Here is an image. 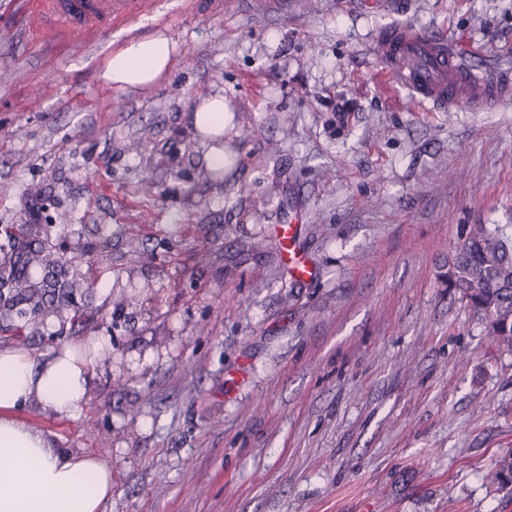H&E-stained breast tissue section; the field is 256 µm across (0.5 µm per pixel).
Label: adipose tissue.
Returning a JSON list of instances; mask_svg holds the SVG:
<instances>
[{
    "instance_id": "adipose-tissue-1",
    "label": "adipose tissue",
    "mask_w": 512,
    "mask_h": 512,
    "mask_svg": "<svg viewBox=\"0 0 512 512\" xmlns=\"http://www.w3.org/2000/svg\"><path fill=\"white\" fill-rule=\"evenodd\" d=\"M178 51L166 32L129 40L99 70L104 85L144 92L167 78ZM106 339L72 342L34 362L29 349L0 346V512H101L112 495V471L97 455L58 447L47 433L18 419L29 406L79 415L93 383L87 349Z\"/></svg>"
}]
</instances>
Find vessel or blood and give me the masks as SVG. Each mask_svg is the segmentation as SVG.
<instances>
[{"instance_id":"vessel-or-blood-1","label":"vessel or blood","mask_w":512,"mask_h":512,"mask_svg":"<svg viewBox=\"0 0 512 512\" xmlns=\"http://www.w3.org/2000/svg\"><path fill=\"white\" fill-rule=\"evenodd\" d=\"M151 0H49V11L69 29L95 36L101 29L130 24L149 10ZM374 49L393 79L414 102L454 112L512 101V82L466 67L444 37L410 24L382 30Z\"/></svg>"}]
</instances>
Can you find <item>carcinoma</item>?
I'll return each instance as SVG.
<instances>
[{"label": "carcinoma", "instance_id": "1", "mask_svg": "<svg viewBox=\"0 0 512 512\" xmlns=\"http://www.w3.org/2000/svg\"><path fill=\"white\" fill-rule=\"evenodd\" d=\"M39 230L32 224H12L5 228L6 243L0 245V332L12 333L15 307L25 303L52 314L46 303L57 307L83 288L72 277L51 281L45 269L52 263L47 247L33 249L27 238ZM448 288L457 292L471 307L488 318L489 332L499 344L512 348V238L497 225L472 224L445 273ZM512 477V452L502 455L496 468L485 475L491 481Z\"/></svg>", "mask_w": 512, "mask_h": 512}]
</instances>
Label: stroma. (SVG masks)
<instances>
[{"label": "stroma", "mask_w": 512, "mask_h": 512, "mask_svg": "<svg viewBox=\"0 0 512 512\" xmlns=\"http://www.w3.org/2000/svg\"><path fill=\"white\" fill-rule=\"evenodd\" d=\"M32 2L0 0V226L51 225L92 282L97 318L30 325L34 360L110 347L81 415L19 417L111 468L102 512H512L484 478L512 449V349L443 279L468 225L512 234V102L414 106L372 50L408 21L512 78V0H158L52 42ZM157 28L167 80L100 83ZM216 93L235 163L206 183L192 116ZM289 216L312 279L238 252Z\"/></svg>", "instance_id": "stroma-1"}]
</instances>
